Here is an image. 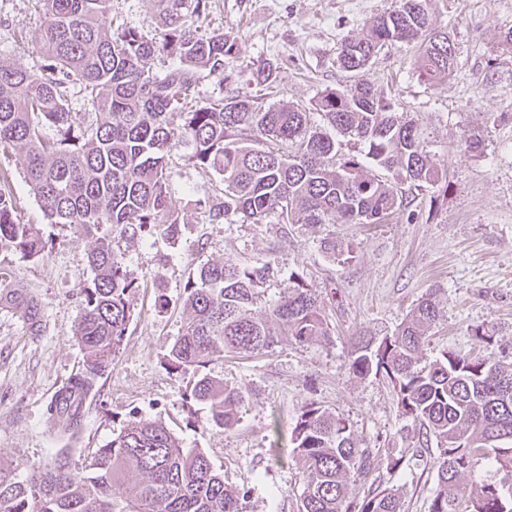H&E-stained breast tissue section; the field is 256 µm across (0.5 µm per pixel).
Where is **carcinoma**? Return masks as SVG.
Instances as JSON below:
<instances>
[{
  "label": "carcinoma",
  "instance_id": "1",
  "mask_svg": "<svg viewBox=\"0 0 512 512\" xmlns=\"http://www.w3.org/2000/svg\"><path fill=\"white\" fill-rule=\"evenodd\" d=\"M37 2L44 63L33 71L0 62V152L24 154L26 181L49 223L94 238L87 253L94 278L75 329L82 368L47 406L62 451L50 468L24 477L0 467V512H241V491L224 482L203 451L182 447L157 421L132 420L83 468L73 462L71 449L83 442V406L99 393L140 288L112 247V232L179 237L181 219L168 201V156L181 141L193 145L190 160L224 184L205 203L212 224L230 216L248 224H377L401 210L398 183L377 178L372 167L411 183H436L442 173L422 132L391 112L365 73L387 43L407 41L418 46L421 78L447 79L454 49L448 33L433 27L439 0H397L366 33L344 40L339 65L351 83L313 104L333 137L294 105L266 107L228 95L186 110L197 74H223L234 48L224 34L201 31L210 0H158L165 26L158 37L113 26L112 0ZM162 56L179 65L160 77L151 61ZM74 96L91 111H71ZM174 112L182 117L177 128ZM47 125L56 131L51 140L42 135ZM341 137L356 140L358 151L331 163ZM45 247L37 225L18 218L9 182L1 179L0 248L29 261ZM280 272L272 260L201 265L184 287L186 324L167 356L169 369L200 371L228 354L254 356L282 340L305 345L328 336L323 302L296 272L288 275V291L263 308L260 288ZM0 308L40 335L41 302L2 271ZM440 312L430 293L391 335L358 337L350 373L385 377L419 446L435 447L438 489L430 512H512V362L447 350L420 365ZM185 398L208 405L219 428L236 422L240 393L206 373ZM291 445L306 474L298 512H402L401 497L390 489L353 497L351 484L369 469V455L326 408H303ZM484 466L502 477L461 482Z\"/></svg>",
  "mask_w": 512,
  "mask_h": 512
}]
</instances>
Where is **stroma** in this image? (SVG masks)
<instances>
[{
    "label": "stroma",
    "mask_w": 512,
    "mask_h": 512,
    "mask_svg": "<svg viewBox=\"0 0 512 512\" xmlns=\"http://www.w3.org/2000/svg\"><path fill=\"white\" fill-rule=\"evenodd\" d=\"M395 0H212L206 28L235 43L224 59L231 82L202 72L194 98L204 103L227 94L260 96L263 103L310 106L339 88L341 41L366 29ZM112 14L146 35L161 31L154 0H112ZM36 0H0V60L33 69L40 62ZM434 23L455 46L452 73L439 83L419 76L416 48L384 46L367 76L398 116L413 120L428 141L443 178L404 184L407 205L379 224H246L231 218L209 223L204 201L218 193L219 175L191 160L181 142L169 155L170 204L183 220L176 241L161 237L116 239L124 265L141 284L136 315L100 392L85 411L87 451L105 446L130 420L163 422L186 448H200L226 482L242 494L243 512H297L304 487L291 458L290 438L303 407L316 403L345 419L370 455L371 470L353 492L397 490L405 512H429L437 488L433 455L419 447L401 417L391 384L349 372L353 343L363 332L391 335L429 290H436L440 318L422 349L431 362L447 349L499 355L512 351V0H440ZM277 67L266 87L259 66ZM481 134L480 151L466 149ZM20 220L38 225L49 246L32 261L0 249V269L33 291L43 305L40 335H30L16 315L0 309V466L27 473L54 461L46 407L82 366L74 338L82 291L94 274L86 263L93 241L45 220L25 179L22 154L0 155ZM336 238L352 257L337 261L320 243ZM276 260L283 275L264 289L276 303L287 274L298 272L324 296L330 329L326 340L300 346L281 342L258 356H227L206 371L242 395L230 430L214 425L208 408L189 413L183 395L194 369L176 373L166 356L181 336V307L189 275L212 260L258 265ZM494 327L492 344L471 337L473 327ZM276 418L279 443L267 436ZM400 459L390 468L391 459Z\"/></svg>",
    "instance_id": "stroma-1"
}]
</instances>
